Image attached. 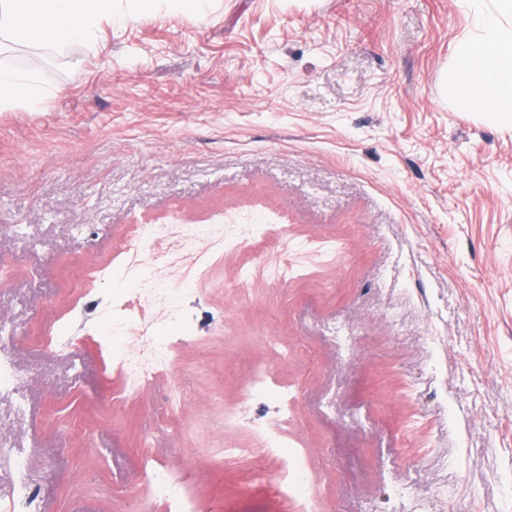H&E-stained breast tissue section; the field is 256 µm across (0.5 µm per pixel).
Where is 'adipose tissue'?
I'll use <instances>...</instances> for the list:
<instances>
[{"label": "adipose tissue", "instance_id": "ef3b65f1", "mask_svg": "<svg viewBox=\"0 0 512 512\" xmlns=\"http://www.w3.org/2000/svg\"><path fill=\"white\" fill-rule=\"evenodd\" d=\"M469 23L443 74V94L457 112L512 126V0H459ZM144 0H0V41L66 54L76 43L91 48L102 17L122 23L144 9ZM37 70L0 64V109L34 106L47 96Z\"/></svg>", "mask_w": 512, "mask_h": 512}]
</instances>
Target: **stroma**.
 Wrapping results in <instances>:
<instances>
[{"mask_svg":"<svg viewBox=\"0 0 512 512\" xmlns=\"http://www.w3.org/2000/svg\"><path fill=\"white\" fill-rule=\"evenodd\" d=\"M466 23L456 0H208L191 18L151 0L102 19L95 50L6 53L54 90L0 110L10 352L39 379L22 421L0 399V434L33 448L44 512H142L146 458L182 463L214 512H293L246 482L252 459L209 462L258 447L256 422L308 449L316 512H393L401 486L428 512H512V127L441 96ZM260 212L264 235L232 246ZM134 224L167 225L160 258ZM193 224L214 227L197 253ZM49 305L75 337L51 356L29 342ZM180 322L167 364L113 401L98 328ZM256 367L295 383L287 426L262 397L251 424L229 416Z\"/></svg>","mask_w":512,"mask_h":512,"instance_id":"stroma-1","label":"stroma"}]
</instances>
